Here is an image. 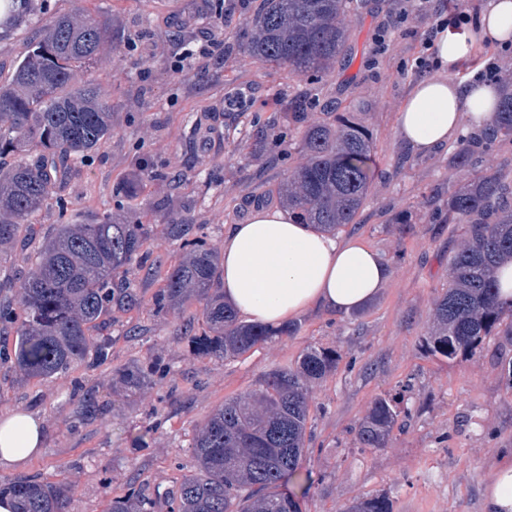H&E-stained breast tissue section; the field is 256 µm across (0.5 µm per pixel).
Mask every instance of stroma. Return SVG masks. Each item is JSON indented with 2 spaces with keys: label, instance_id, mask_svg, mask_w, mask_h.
<instances>
[{
  "label": "stroma",
  "instance_id": "1",
  "mask_svg": "<svg viewBox=\"0 0 512 512\" xmlns=\"http://www.w3.org/2000/svg\"><path fill=\"white\" fill-rule=\"evenodd\" d=\"M261 0H32L42 20L81 8L107 22L112 46L77 81L93 82L113 110L114 130L91 152L57 169L56 186L32 229L0 258V304L17 307L19 277L56 225L121 215L146 225L151 269L131 273L140 308L111 313L93 328L112 340L108 358H88L65 374L30 378L14 365L13 325L0 323V417L17 410L44 423L43 448L11 477L71 489L67 512H104L112 498L142 487L174 490L191 471L195 428L223 403L255 387L310 347L335 351V370L310 394L307 479L302 512H349L362 498L387 495L392 512H482L492 470L512 461V338L490 336L475 352L446 359L426 347L434 308L448 286V259L461 227L449 223V190L498 172L512 179V138L476 148L455 169L456 141L425 157L397 134V111L424 73L416 64L435 19L456 25L451 0L438 16L411 13L409 0H354L342 17L347 52L327 71L294 75L241 50ZM387 28L384 51L375 38ZM306 103L308 123L345 113L373 139L375 177L356 223L336 236L362 238L390 261L382 295L348 316L314 309L234 359L194 354L180 330L202 327L199 305L158 315L150 305L183 249L167 227L191 214L208 240L224 246V227L252 208L280 203L289 170L303 164L301 136L283 114ZM234 101L225 110V101ZM275 134L260 153L239 149L254 123ZM148 169L145 180L134 171ZM171 372L161 384L125 388L118 368L148 360ZM401 396L386 444L359 448L356 433L377 398Z\"/></svg>",
  "mask_w": 512,
  "mask_h": 512
}]
</instances>
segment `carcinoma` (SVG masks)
<instances>
[{"mask_svg":"<svg viewBox=\"0 0 512 512\" xmlns=\"http://www.w3.org/2000/svg\"><path fill=\"white\" fill-rule=\"evenodd\" d=\"M352 0H263L244 53L292 73L326 70L344 51L341 17ZM112 41L107 24L81 11L43 23L26 52L0 83V154L17 155L0 173V256L52 190L51 160L83 156L112 136V106L91 83L75 80L77 69L98 61ZM288 123L304 125L305 104L288 105ZM512 136V92L504 94L489 131L477 143L491 146ZM306 162L290 171L283 202L305 224L333 233L356 223L372 179V136L341 113L333 123L304 125ZM32 153L39 160L31 161ZM448 223L463 225V242L450 260L448 289L435 307L434 355L453 359L472 353L488 336H512V305L499 302L495 266L512 258V186L497 173L482 175L448 192ZM191 220L172 224L185 259L170 268L153 298V311L197 301L206 326L186 331L192 351L215 359L239 357L273 336L289 333L238 323L224 305L221 261ZM146 230L119 218L61 224L20 280L16 366L30 377H51L107 355L110 338L92 327L111 308L133 310L140 299L125 276L144 260ZM336 367V352L311 347L291 365L264 374L255 388L224 400L196 430L194 471L169 495L167 512H300L293 490L300 479L309 420V386ZM117 375L130 388L154 384L159 371L134 365ZM400 411L378 398L363 418L357 442L381 447ZM14 512H67L66 487L30 478H0V496ZM107 512H159L158 499L143 490L116 497ZM350 512H391L385 495L356 501Z\"/></svg>","mask_w":512,"mask_h":512,"instance_id":"carcinoma-1","label":"carcinoma"}]
</instances>
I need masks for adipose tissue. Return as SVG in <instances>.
Here are the masks:
<instances>
[{"label":"adipose tissue","instance_id":"obj_1","mask_svg":"<svg viewBox=\"0 0 512 512\" xmlns=\"http://www.w3.org/2000/svg\"><path fill=\"white\" fill-rule=\"evenodd\" d=\"M509 44L512 0H488L477 34L440 31L434 41L438 72L415 83L398 108L397 135L413 155H432L463 133L490 127L498 87L456 79L453 71L468 51ZM390 278L384 256L362 239H337L277 206L255 209L224 235V299L248 323L281 328L315 307L346 314L378 297ZM43 432L42 420L29 412L1 417L0 467L36 455Z\"/></svg>","mask_w":512,"mask_h":512}]
</instances>
